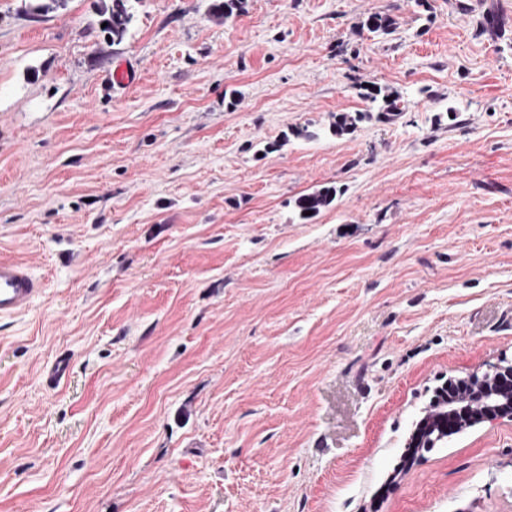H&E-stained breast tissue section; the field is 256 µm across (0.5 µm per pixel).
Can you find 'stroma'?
Listing matches in <instances>:
<instances>
[{"mask_svg": "<svg viewBox=\"0 0 512 512\" xmlns=\"http://www.w3.org/2000/svg\"><path fill=\"white\" fill-rule=\"evenodd\" d=\"M466 2L136 0L113 40L0 0V257L44 285L0 319V512H512V418L402 464L512 362V0ZM107 77L112 86L123 88L136 83L140 79V71L127 61H121L108 71ZM336 198V189L333 187H324L299 196L295 200V207L303 219L311 218L317 215L322 209L330 206ZM306 211H312L311 215H306Z\"/></svg>", "mask_w": 512, "mask_h": 512, "instance_id": "obj_1", "label": "stroma"}]
</instances>
